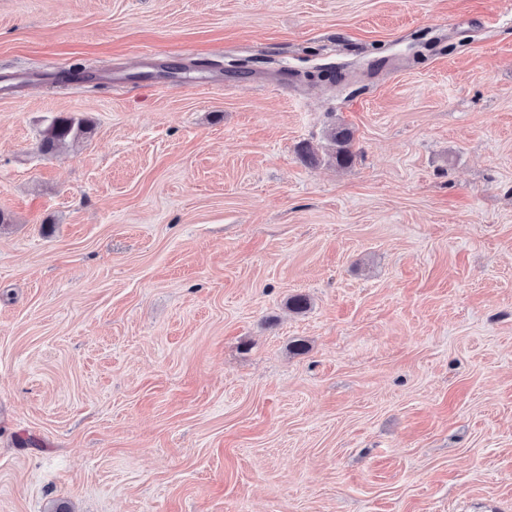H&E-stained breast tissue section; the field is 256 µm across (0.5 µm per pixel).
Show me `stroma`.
<instances>
[{"label":"stroma","instance_id":"35a3bbf8","mask_svg":"<svg viewBox=\"0 0 512 512\" xmlns=\"http://www.w3.org/2000/svg\"><path fill=\"white\" fill-rule=\"evenodd\" d=\"M2 71L0 512H512V0H0ZM82 119L72 116H57L50 120L41 133L39 149L48 154L59 150L90 132ZM327 139L332 149V156L339 167H346L353 162L351 150L352 132L342 125L333 126L327 133Z\"/></svg>","mask_w":512,"mask_h":512}]
</instances>
